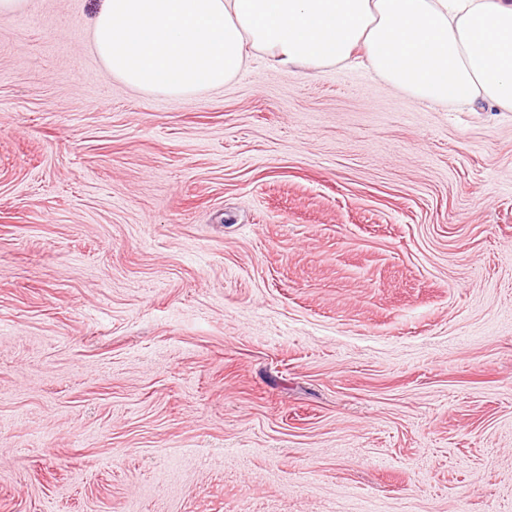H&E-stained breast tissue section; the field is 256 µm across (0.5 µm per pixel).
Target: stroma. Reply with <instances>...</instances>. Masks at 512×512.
Listing matches in <instances>:
<instances>
[{
  "label": "stroma",
  "mask_w": 512,
  "mask_h": 512,
  "mask_svg": "<svg viewBox=\"0 0 512 512\" xmlns=\"http://www.w3.org/2000/svg\"><path fill=\"white\" fill-rule=\"evenodd\" d=\"M99 6L0 17V512H512V112L133 90Z\"/></svg>",
  "instance_id": "1"
}]
</instances>
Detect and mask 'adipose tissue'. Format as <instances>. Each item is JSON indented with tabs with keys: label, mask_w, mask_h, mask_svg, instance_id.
<instances>
[{
	"label": "adipose tissue",
	"mask_w": 512,
	"mask_h": 512,
	"mask_svg": "<svg viewBox=\"0 0 512 512\" xmlns=\"http://www.w3.org/2000/svg\"><path fill=\"white\" fill-rule=\"evenodd\" d=\"M90 43L122 84L170 97L223 88L251 49L288 71L361 45L417 101L512 112V0H102Z\"/></svg>",
	"instance_id": "adipose-tissue-1"
}]
</instances>
